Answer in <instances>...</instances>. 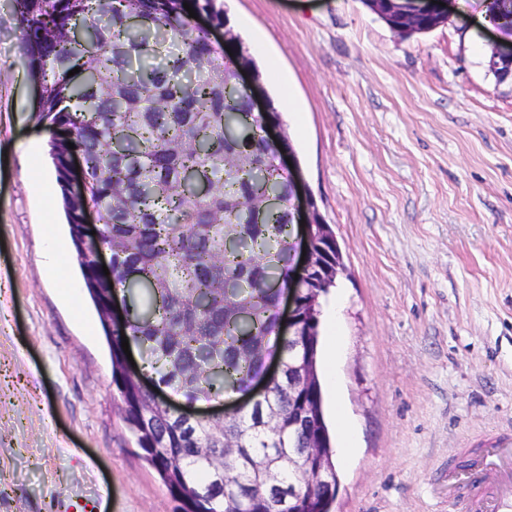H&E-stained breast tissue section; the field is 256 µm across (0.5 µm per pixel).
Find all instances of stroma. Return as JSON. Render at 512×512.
Masks as SVG:
<instances>
[{
    "label": "stroma",
    "instance_id": "1",
    "mask_svg": "<svg viewBox=\"0 0 512 512\" xmlns=\"http://www.w3.org/2000/svg\"><path fill=\"white\" fill-rule=\"evenodd\" d=\"M280 100L345 269L322 303L332 512H448L438 472L512 423V75L477 5L401 39L363 0H218ZM16 16L0 0V512H180L125 424ZM62 250L50 260L48 239Z\"/></svg>",
    "mask_w": 512,
    "mask_h": 512
}]
</instances>
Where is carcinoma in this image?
<instances>
[{
  "label": "carcinoma",
  "instance_id": "carcinoma-1",
  "mask_svg": "<svg viewBox=\"0 0 512 512\" xmlns=\"http://www.w3.org/2000/svg\"><path fill=\"white\" fill-rule=\"evenodd\" d=\"M185 2L207 25L189 16ZM365 4L403 39L446 20L433 10L405 21L386 5ZM13 12L28 74L43 89L36 120L51 132L50 156L78 264L106 331L112 383L144 460L189 512H289L282 497L299 478L288 469V449L297 444L288 376L265 403L224 423L236 445L227 455L211 425L151 406L128 373L121 339L144 346L157 383L191 401L218 397L230 386L247 389L264 350L288 348L278 331V294L264 284L295 283L289 211L257 204L268 192L284 199L290 193L277 149L262 136L265 121H280L278 103L269 99L266 120L240 135L249 103L227 91L224 68L231 54L260 80L255 59L216 0H13ZM212 28L224 29L223 44L212 39ZM75 68L80 72L68 76ZM115 140L123 143L119 151L111 147ZM76 153L84 158L85 181L75 189L69 160ZM89 206L103 221L101 243L112 246L107 282L94 264L97 244L80 235ZM318 235L324 278L300 290L310 333L289 360L306 365L307 403L322 421L321 299L344 264L330 225H318ZM115 290L129 315L122 328L106 320ZM244 306L251 314L241 320L236 310ZM273 410L278 421L269 431ZM320 444L322 465L336 473L324 423ZM309 498L303 494L293 508L329 512L330 500Z\"/></svg>",
  "mask_w": 512,
  "mask_h": 512
}]
</instances>
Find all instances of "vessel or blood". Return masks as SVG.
Returning a JSON list of instances; mask_svg holds the SVG:
<instances>
[{
    "label": "vessel or blood",
    "mask_w": 512,
    "mask_h": 512,
    "mask_svg": "<svg viewBox=\"0 0 512 512\" xmlns=\"http://www.w3.org/2000/svg\"><path fill=\"white\" fill-rule=\"evenodd\" d=\"M464 465H448L451 512H512V428H501Z\"/></svg>",
    "instance_id": "obj_1"
}]
</instances>
